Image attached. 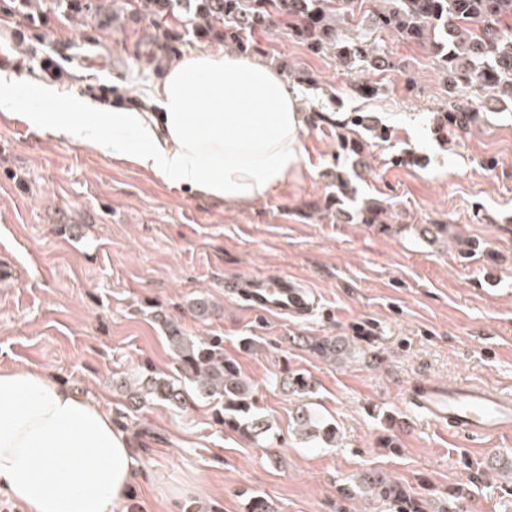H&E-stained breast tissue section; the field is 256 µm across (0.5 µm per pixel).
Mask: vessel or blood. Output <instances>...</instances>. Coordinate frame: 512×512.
Here are the masks:
<instances>
[{"mask_svg":"<svg viewBox=\"0 0 512 512\" xmlns=\"http://www.w3.org/2000/svg\"><path fill=\"white\" fill-rule=\"evenodd\" d=\"M224 289L247 309L266 316L303 319L316 308L311 293L285 275L229 278ZM411 400L436 425L463 435L493 439L512 429V394L482 383H427L412 389Z\"/></svg>","mask_w":512,"mask_h":512,"instance_id":"obj_1","label":"vessel or blood"}]
</instances>
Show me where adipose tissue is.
<instances>
[{
  "label": "adipose tissue",
  "instance_id": "obj_1",
  "mask_svg": "<svg viewBox=\"0 0 512 512\" xmlns=\"http://www.w3.org/2000/svg\"><path fill=\"white\" fill-rule=\"evenodd\" d=\"M0 109L204 200L267 202L300 171L309 118L282 70L247 53L186 51L111 106L0 78ZM140 457L98 405L39 370L0 369V495L22 512H113Z\"/></svg>",
  "mask_w": 512,
  "mask_h": 512
}]
</instances>
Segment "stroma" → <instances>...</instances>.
<instances>
[{
  "instance_id": "35a3bbf8",
  "label": "stroma",
  "mask_w": 512,
  "mask_h": 512,
  "mask_svg": "<svg viewBox=\"0 0 512 512\" xmlns=\"http://www.w3.org/2000/svg\"><path fill=\"white\" fill-rule=\"evenodd\" d=\"M82 5L79 15L31 0L27 25L0 0L5 75L108 99L150 81L159 56L224 47L188 33L181 11L160 29L113 15L112 0ZM359 32L403 65L374 74L366 97L329 55L279 29L261 36V57L288 60L312 119L299 174L254 209L211 204L0 111V369L43 370L109 411L143 461L133 498L147 512H167L172 496L176 512H250L257 498L271 512H392L356 489L364 471L401 482L424 512H441L461 486L465 512H512V429L464 437L408 399L427 381L512 392V102L440 135L448 89L432 54L366 24ZM47 54L62 78L42 70ZM330 112L349 120L325 121ZM343 138L361 154L342 151ZM339 173L356 193L330 209ZM368 204L382 207L380 223H361ZM251 274L296 279L315 312L267 317L225 295V278ZM203 296L214 309L200 317L192 304ZM161 312L191 335L223 337L255 387L266 439L217 425L211 398L132 407L135 382L175 371ZM329 339L348 355L317 353ZM291 369L308 375L309 393L275 386ZM301 407L335 425L338 446L295 436Z\"/></svg>"
}]
</instances>
